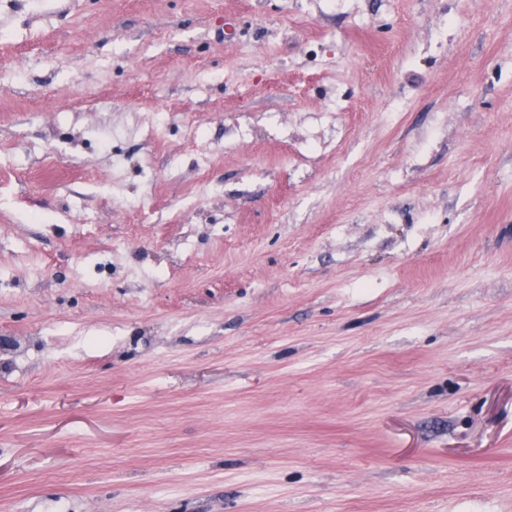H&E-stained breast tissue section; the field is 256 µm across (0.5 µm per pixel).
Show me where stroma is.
<instances>
[{"label":"stroma","instance_id":"35a3bbf8","mask_svg":"<svg viewBox=\"0 0 512 512\" xmlns=\"http://www.w3.org/2000/svg\"><path fill=\"white\" fill-rule=\"evenodd\" d=\"M0 512H512V0H0Z\"/></svg>","mask_w":512,"mask_h":512}]
</instances>
